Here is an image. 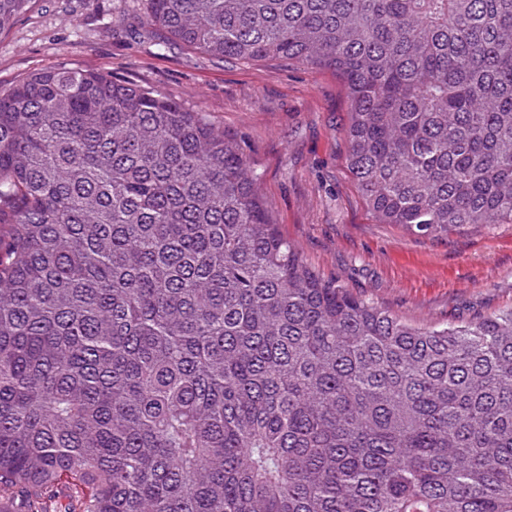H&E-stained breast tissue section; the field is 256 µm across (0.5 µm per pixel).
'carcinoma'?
I'll list each match as a JSON object with an SVG mask.
<instances>
[{"label":"carcinoma","instance_id":"obj_1","mask_svg":"<svg viewBox=\"0 0 512 512\" xmlns=\"http://www.w3.org/2000/svg\"><path fill=\"white\" fill-rule=\"evenodd\" d=\"M31 0H0V32ZM210 57L339 73L379 224H512V0H145ZM11 512H512V308L420 328L321 280L239 138L60 66L0 90Z\"/></svg>","mask_w":512,"mask_h":512}]
</instances>
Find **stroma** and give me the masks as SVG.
I'll use <instances>...</instances> for the list:
<instances>
[{
	"label": "stroma",
	"instance_id": "35a3bbf8",
	"mask_svg": "<svg viewBox=\"0 0 512 512\" xmlns=\"http://www.w3.org/2000/svg\"><path fill=\"white\" fill-rule=\"evenodd\" d=\"M140 0H32L0 33V89L62 65L158 90L245 142L281 233L323 280L418 326L512 307V224L420 236L379 224L347 170V89L292 61L221 62L167 42Z\"/></svg>",
	"mask_w": 512,
	"mask_h": 512
}]
</instances>
